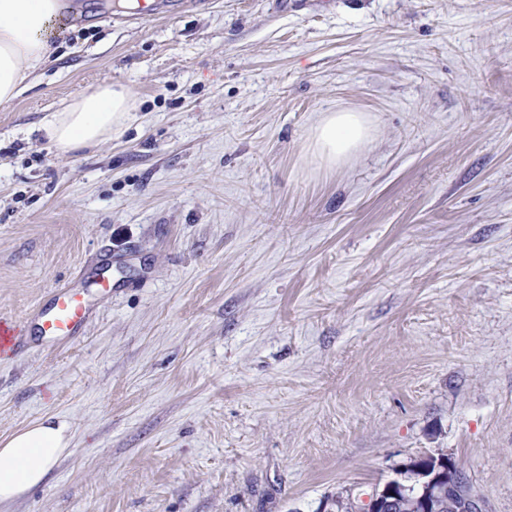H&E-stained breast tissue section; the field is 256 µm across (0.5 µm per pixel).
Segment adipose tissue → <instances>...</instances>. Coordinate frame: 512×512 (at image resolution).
<instances>
[{"mask_svg": "<svg viewBox=\"0 0 512 512\" xmlns=\"http://www.w3.org/2000/svg\"><path fill=\"white\" fill-rule=\"evenodd\" d=\"M59 0H0V103L14 99L30 76L49 60L58 31ZM133 119L128 91L104 84L68 103L44 131L61 154L95 146L118 134ZM371 138L363 113H323L309 133L310 152L326 167L344 164ZM65 421L46 417L0 440V503L41 485L70 446Z\"/></svg>", "mask_w": 512, "mask_h": 512, "instance_id": "obj_1", "label": "adipose tissue"}]
</instances>
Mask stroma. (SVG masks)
Instances as JSON below:
<instances>
[{"label":"stroma","instance_id":"stroma-1","mask_svg":"<svg viewBox=\"0 0 512 512\" xmlns=\"http://www.w3.org/2000/svg\"><path fill=\"white\" fill-rule=\"evenodd\" d=\"M112 2L0 103V438L72 435L0 512H319L438 452L512 512V0ZM104 84L135 120L59 154ZM339 108L373 138L329 169ZM64 287L91 313L54 344ZM128 91L104 84L80 96L52 115L44 125L46 137L60 152L96 146L118 134L134 119ZM371 138V127L362 112H324L309 133L310 152L328 168L344 164ZM90 315L88 303L67 288L58 290L47 307L37 313L39 330L55 341L72 339ZM24 347L22 330L8 320H0V355H13Z\"/></svg>","mask_w":512,"mask_h":512}]
</instances>
